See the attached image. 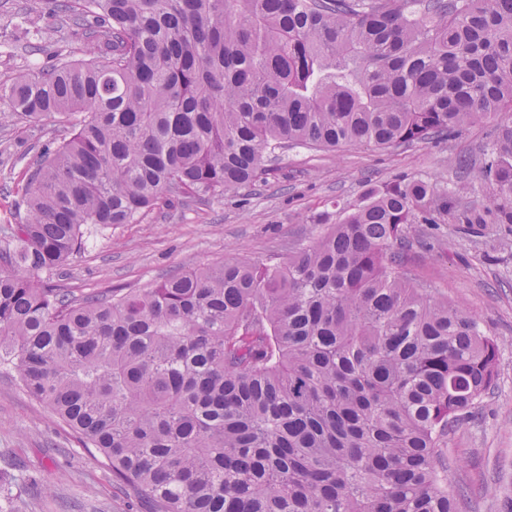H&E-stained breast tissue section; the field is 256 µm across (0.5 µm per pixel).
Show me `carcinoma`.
Wrapping results in <instances>:
<instances>
[{
	"instance_id": "obj_1",
	"label": "carcinoma",
	"mask_w": 512,
	"mask_h": 512,
	"mask_svg": "<svg viewBox=\"0 0 512 512\" xmlns=\"http://www.w3.org/2000/svg\"><path fill=\"white\" fill-rule=\"evenodd\" d=\"M90 48L0 81L73 133L0 226V367L152 512H459L448 433L498 377L497 342L414 281V224H512V123L481 203L399 176L282 263L230 255L152 288L42 280L85 226L220 199L282 143L443 140L512 112V0H32Z\"/></svg>"
}]
</instances>
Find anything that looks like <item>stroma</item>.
<instances>
[{
    "mask_svg": "<svg viewBox=\"0 0 512 512\" xmlns=\"http://www.w3.org/2000/svg\"><path fill=\"white\" fill-rule=\"evenodd\" d=\"M30 0H0V79L42 64L58 52L83 55L72 26L50 13L35 16ZM512 112L466 127L437 143L386 150L343 145L302 146L267 163L264 181L215 200L161 206L139 224L86 234L82 251L50 275L73 294L150 288L166 277L220 264L234 254L252 262L283 261L319 223L333 224L341 207L406 174L447 182L462 201L481 197L480 161L499 124ZM69 127L59 119L33 123L0 115V225L12 220L43 148ZM404 259L418 281L472 315L499 343L500 375L475 419L448 435V486L460 512H512V225L417 224ZM0 512H148L147 504L112 479L95 449L40 406L14 373L0 372Z\"/></svg>",
    "mask_w": 512,
    "mask_h": 512,
    "instance_id": "obj_1",
    "label": "stroma"
}]
</instances>
